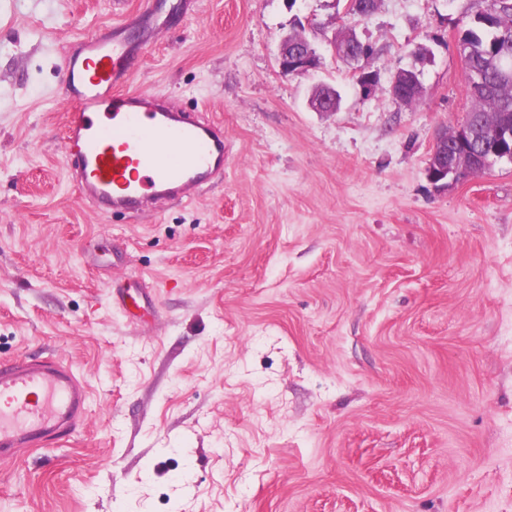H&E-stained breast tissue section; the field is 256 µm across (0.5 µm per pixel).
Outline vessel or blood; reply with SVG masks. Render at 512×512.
I'll return each mask as SVG.
<instances>
[{
	"label": "vessel or blood",
	"instance_id": "obj_1",
	"mask_svg": "<svg viewBox=\"0 0 512 512\" xmlns=\"http://www.w3.org/2000/svg\"><path fill=\"white\" fill-rule=\"evenodd\" d=\"M150 38L147 30L136 40L95 34L64 63L65 168L81 198L103 212L148 214L171 199L192 200L204 182L224 176L222 126L164 96L127 90ZM141 170L146 178H138ZM87 398L83 381L61 361L0 366V459L74 431Z\"/></svg>",
	"mask_w": 512,
	"mask_h": 512
}]
</instances>
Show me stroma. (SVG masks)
Listing matches in <instances>:
<instances>
[{
	"mask_svg": "<svg viewBox=\"0 0 512 512\" xmlns=\"http://www.w3.org/2000/svg\"><path fill=\"white\" fill-rule=\"evenodd\" d=\"M147 2L0 0V365L57 357L88 391L0 465V512H512V163L425 175L484 0H156L129 87L222 125L224 176L101 213L63 164L62 64ZM347 30L375 49L355 66ZM289 33L316 72L280 73Z\"/></svg>",
	"mask_w": 512,
	"mask_h": 512,
	"instance_id": "obj_1",
	"label": "stroma"
}]
</instances>
